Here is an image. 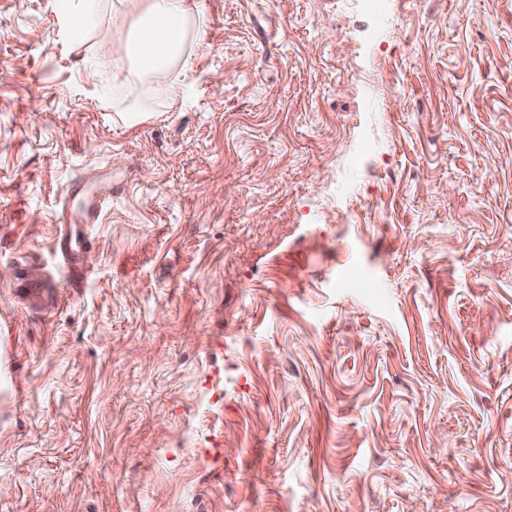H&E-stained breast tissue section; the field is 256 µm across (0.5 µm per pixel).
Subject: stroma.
Returning <instances> with one entry per match:
<instances>
[{"mask_svg":"<svg viewBox=\"0 0 512 512\" xmlns=\"http://www.w3.org/2000/svg\"><path fill=\"white\" fill-rule=\"evenodd\" d=\"M204 6L129 129L121 43L0 0V512H512V0ZM112 194V185L98 182L93 185H80L73 183L67 190L65 203L70 196L81 195L85 197L84 212L88 220L86 224H96L102 210L103 202ZM86 239L84 231L77 230L66 235L56 251L62 261L64 268L68 266L71 256H75L85 246Z\"/></svg>","mask_w":512,"mask_h":512,"instance_id":"1","label":"stroma"}]
</instances>
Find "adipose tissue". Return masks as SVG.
Wrapping results in <instances>:
<instances>
[{
	"label": "adipose tissue",
	"mask_w": 512,
	"mask_h": 512,
	"mask_svg": "<svg viewBox=\"0 0 512 512\" xmlns=\"http://www.w3.org/2000/svg\"><path fill=\"white\" fill-rule=\"evenodd\" d=\"M119 16H132L123 37L128 61L126 85L163 82L169 100L179 96L174 70L189 64L193 47L205 36L206 15L200 0H117Z\"/></svg>",
	"instance_id": "obj_1"
}]
</instances>
